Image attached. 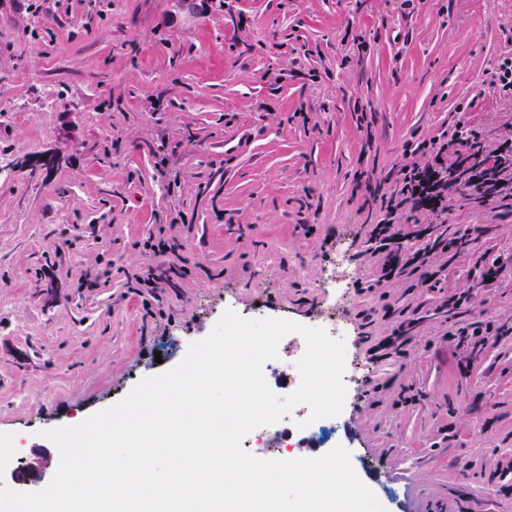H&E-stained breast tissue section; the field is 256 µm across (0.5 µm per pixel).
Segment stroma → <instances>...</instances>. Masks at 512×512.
Segmentation results:
<instances>
[{"label":"stroma","mask_w":512,"mask_h":512,"mask_svg":"<svg viewBox=\"0 0 512 512\" xmlns=\"http://www.w3.org/2000/svg\"><path fill=\"white\" fill-rule=\"evenodd\" d=\"M508 53L512 0H0V441L48 455L0 486L45 488L48 431L176 367L231 306L348 330L340 431L384 512H512V216L454 202L436 233L484 234L430 256L435 287L383 282L358 185L389 192L461 120L512 135ZM160 226L185 277L146 244ZM486 319L507 336L451 339ZM491 83L496 85L500 96L512 99V56L505 57L497 71L491 77Z\"/></svg>","instance_id":"35a3bbf8"}]
</instances>
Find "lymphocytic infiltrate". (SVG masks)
<instances>
[{"label": "lymphocytic infiltrate", "mask_w": 512, "mask_h": 512, "mask_svg": "<svg viewBox=\"0 0 512 512\" xmlns=\"http://www.w3.org/2000/svg\"><path fill=\"white\" fill-rule=\"evenodd\" d=\"M422 159L397 172L394 192L370 233L372 253L383 256L384 278L408 276L424 267L430 254L466 246L470 233L434 237L435 225L446 223L451 203L466 199L497 208L512 202V139L486 141L468 122H458L444 139L421 142ZM418 222L415 237H429L426 247L406 242L401 225Z\"/></svg>", "instance_id": "1"}]
</instances>
